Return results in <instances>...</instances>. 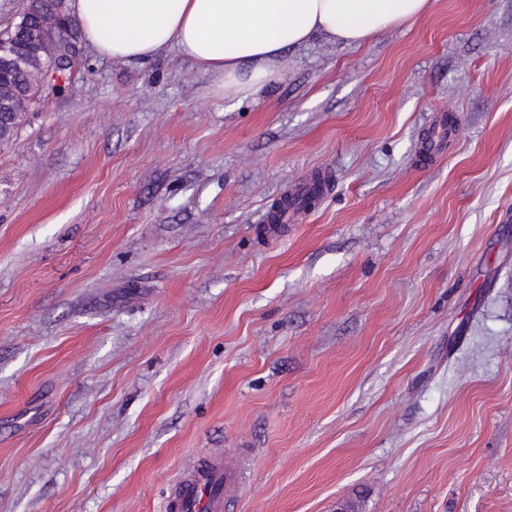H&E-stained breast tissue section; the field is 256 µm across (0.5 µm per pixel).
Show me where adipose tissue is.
<instances>
[{
  "mask_svg": "<svg viewBox=\"0 0 512 512\" xmlns=\"http://www.w3.org/2000/svg\"><path fill=\"white\" fill-rule=\"evenodd\" d=\"M101 56L146 60L169 49L222 80L225 100L279 81L288 49L317 37L360 46L428 13L432 0H68Z\"/></svg>",
  "mask_w": 512,
  "mask_h": 512,
  "instance_id": "adipose-tissue-1",
  "label": "adipose tissue"
}]
</instances>
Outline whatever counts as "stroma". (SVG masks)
Wrapping results in <instances>:
<instances>
[{
  "instance_id": "obj_1",
  "label": "stroma",
  "mask_w": 512,
  "mask_h": 512,
  "mask_svg": "<svg viewBox=\"0 0 512 512\" xmlns=\"http://www.w3.org/2000/svg\"><path fill=\"white\" fill-rule=\"evenodd\" d=\"M284 61L86 46L0 143V512H512V0ZM243 474L237 459H199L175 481L168 496L170 512H224Z\"/></svg>"
}]
</instances>
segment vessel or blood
<instances>
[{
	"label": "vessel or blood",
	"instance_id": "vessel-or-blood-1",
	"mask_svg": "<svg viewBox=\"0 0 512 512\" xmlns=\"http://www.w3.org/2000/svg\"><path fill=\"white\" fill-rule=\"evenodd\" d=\"M242 474L243 464L239 460L199 459L176 479L167 508L169 512H226Z\"/></svg>",
	"mask_w": 512,
	"mask_h": 512
}]
</instances>
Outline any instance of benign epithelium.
I'll return each instance as SVG.
<instances>
[{"instance_id": "7a95c632", "label": "benign epithelium", "mask_w": 512, "mask_h": 512, "mask_svg": "<svg viewBox=\"0 0 512 512\" xmlns=\"http://www.w3.org/2000/svg\"><path fill=\"white\" fill-rule=\"evenodd\" d=\"M30 12L36 18L34 27L14 39L10 48L0 50V104L15 112H26L28 107L20 104L23 95L7 78L8 73L23 67L35 53L40 56L42 67L39 89L56 87L61 85L57 77L71 68L80 55L78 42L70 33L66 17L45 12L40 0H30Z\"/></svg>"}]
</instances>
